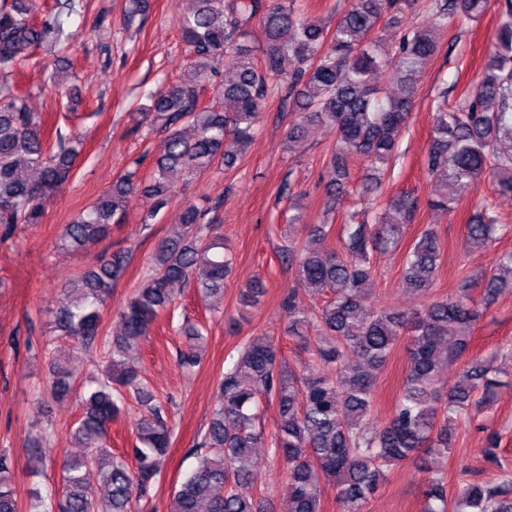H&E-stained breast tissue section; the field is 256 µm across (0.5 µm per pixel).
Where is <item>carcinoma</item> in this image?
Masks as SVG:
<instances>
[{"instance_id": "obj_1", "label": "carcinoma", "mask_w": 512, "mask_h": 512, "mask_svg": "<svg viewBox=\"0 0 512 512\" xmlns=\"http://www.w3.org/2000/svg\"><path fill=\"white\" fill-rule=\"evenodd\" d=\"M489 0H430L431 25L462 28L478 22ZM407 0H351L334 28L303 17L295 0H195L181 21L191 60L177 82L148 94L142 122L164 134L162 151L147 181L129 171L63 225L58 246L81 255L122 223L133 197L153 199L144 223L153 224L178 188L213 167L229 169L245 152L269 92L293 101L299 118L285 145L311 124L335 134L324 186L326 212L349 193V161L366 170L356 186L361 194L379 191L414 104L416 78L437 53L431 30H408L398 45L386 48L379 35L388 14L403 11ZM500 23L485 67L471 95L448 106V88L435 100L425 164L442 191L422 200L411 194L379 205L372 222L349 216L340 250L329 245L332 225L305 226L302 248L285 249L281 262L298 288L282 303L288 334L307 353L301 369L287 364L271 336H251L238 349L217 383L216 404L201 440L192 449V472L174 488L171 512H263L249 493L262 465L283 464L290 493L287 512H321L322 485L336 492L339 512H365L371 496L397 465L412 461L427 475L425 512H512V481L472 482L448 494L443 462L448 460L458 426L488 404L498 385L497 362L512 360V347L473 359L459 378L444 386L442 367L471 348L478 319L496 298L512 292V251L497 253L476 299L466 287L432 298L420 311L371 304L373 257L401 249L402 227L414 222L421 206L454 211L469 186L488 178L496 193L512 194V0ZM76 0H56L35 23L26 0H0V243L19 224L41 222L47 200L74 176L84 142L74 132L55 128L48 143L47 120L27 105L13 82L19 61L30 50L64 34ZM262 49L256 50L253 21ZM391 74L395 86L379 95L378 73ZM220 80L217 106H202L205 80ZM206 212L188 204L180 222L161 238L151 266L118 307L120 334H102V312L112 288L124 276L129 253H104L74 276L59 302L55 328L67 343L68 360L48 343L53 361L49 394L63 400L79 391V414L70 435L79 452L61 457V490L45 494L38 484L28 491V512H131L135 499L148 496L159 481L174 441L165 402L151 391L141 371L130 364L140 340L161 314L171 309L190 283L206 302L224 298L234 256L224 236L204 226ZM512 234L485 203L466 223V244L490 247ZM441 260V239L427 227L404 249L407 290L427 294ZM180 354L195 364L205 336L188 325ZM404 345L407 368L393 411L384 422L373 417V389L393 351ZM97 349L102 365L85 372L78 353ZM145 407L133 424L134 441L122 454L112 451V424L129 400ZM276 404L279 419L272 434L258 423L262 403ZM54 432L39 434L29 457L32 477L43 457L54 451ZM16 462L0 450V512H19Z\"/></svg>"}]
</instances>
